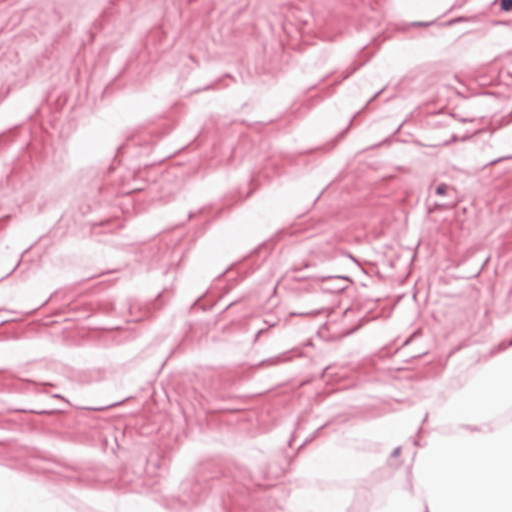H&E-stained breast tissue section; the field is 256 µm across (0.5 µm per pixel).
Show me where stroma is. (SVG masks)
Instances as JSON below:
<instances>
[{"instance_id": "stroma-1", "label": "stroma", "mask_w": 512, "mask_h": 512, "mask_svg": "<svg viewBox=\"0 0 512 512\" xmlns=\"http://www.w3.org/2000/svg\"><path fill=\"white\" fill-rule=\"evenodd\" d=\"M459 27L380 82L387 43ZM512 0H0V469L68 512L138 493L167 512H287L317 482L372 512L405 445L310 479L340 434L441 409L512 346ZM154 104L97 163L71 140L118 98ZM359 99L316 141L297 130ZM314 182L302 208L191 287L213 228ZM47 282L32 304L15 289ZM102 390L89 401L87 390ZM85 498L72 496V488ZM452 0H395L396 13L400 17H433L448 10ZM44 343L25 344L21 346H1L0 347V366L10 365L18 366L27 362L37 353L47 349Z\"/></svg>"}]
</instances>
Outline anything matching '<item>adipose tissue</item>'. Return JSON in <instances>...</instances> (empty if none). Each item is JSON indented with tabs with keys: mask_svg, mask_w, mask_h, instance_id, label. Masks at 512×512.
Returning a JSON list of instances; mask_svg holds the SVG:
<instances>
[{
	"mask_svg": "<svg viewBox=\"0 0 512 512\" xmlns=\"http://www.w3.org/2000/svg\"><path fill=\"white\" fill-rule=\"evenodd\" d=\"M440 43L433 35L391 43L377 65L380 78H395ZM139 116L135 102H112L71 142V164L82 167L106 157L113 133ZM308 192V186L289 185L272 197L251 201L200 243L202 264L223 263L227 253L248 248L299 208ZM430 413V400H420L349 431L337 447L305 459L303 466L313 476L367 467L386 449L414 438ZM440 416L452 425V434H431L411 462L410 477L374 512H512V347L490 358ZM0 512H66V506L47 489L0 470ZM288 512L347 510L342 496L313 485L291 495Z\"/></svg>",
	"mask_w": 512,
	"mask_h": 512,
	"instance_id": "1",
	"label": "adipose tissue"
}]
</instances>
